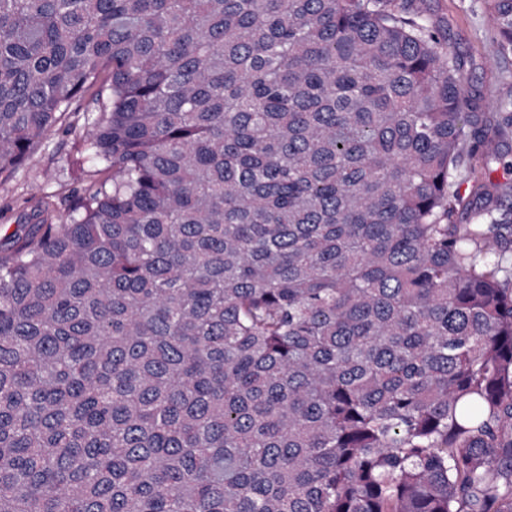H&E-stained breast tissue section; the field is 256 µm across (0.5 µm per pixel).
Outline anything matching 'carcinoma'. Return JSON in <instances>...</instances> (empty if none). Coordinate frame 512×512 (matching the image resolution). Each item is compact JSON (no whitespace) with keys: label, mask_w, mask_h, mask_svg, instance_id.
<instances>
[{"label":"carcinoma","mask_w":512,"mask_h":512,"mask_svg":"<svg viewBox=\"0 0 512 512\" xmlns=\"http://www.w3.org/2000/svg\"><path fill=\"white\" fill-rule=\"evenodd\" d=\"M92 88L111 177L0 236V512H512V111L424 0H0V174Z\"/></svg>","instance_id":"carcinoma-1"}]
</instances>
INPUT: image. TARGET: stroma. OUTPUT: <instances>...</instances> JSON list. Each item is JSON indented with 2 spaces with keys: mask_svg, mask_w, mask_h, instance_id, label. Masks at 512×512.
Masks as SVG:
<instances>
[{
  "mask_svg": "<svg viewBox=\"0 0 512 512\" xmlns=\"http://www.w3.org/2000/svg\"><path fill=\"white\" fill-rule=\"evenodd\" d=\"M425 7L449 53L464 62L467 93L479 95L488 112L511 103L512 54L498 50L491 0H426ZM102 110L95 93L74 99L62 122L31 147L22 165L0 175V234L24 223L33 197H52L63 213L84 185L101 179L99 166L85 160L81 146Z\"/></svg>",
  "mask_w": 512,
  "mask_h": 512,
  "instance_id": "stroma-1",
  "label": "stroma"
}]
</instances>
